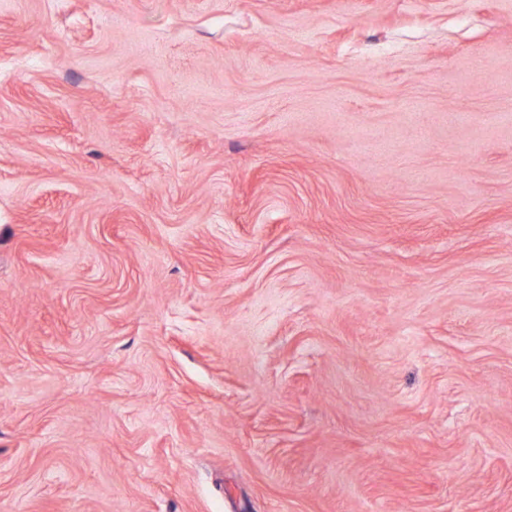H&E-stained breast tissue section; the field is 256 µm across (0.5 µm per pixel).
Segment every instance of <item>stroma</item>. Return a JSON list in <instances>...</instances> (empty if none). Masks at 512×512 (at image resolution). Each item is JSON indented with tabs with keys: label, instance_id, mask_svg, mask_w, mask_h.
Returning <instances> with one entry per match:
<instances>
[{
	"label": "stroma",
	"instance_id": "35a3bbf8",
	"mask_svg": "<svg viewBox=\"0 0 512 512\" xmlns=\"http://www.w3.org/2000/svg\"><path fill=\"white\" fill-rule=\"evenodd\" d=\"M0 512H512V0H0Z\"/></svg>",
	"mask_w": 512,
	"mask_h": 512
}]
</instances>
